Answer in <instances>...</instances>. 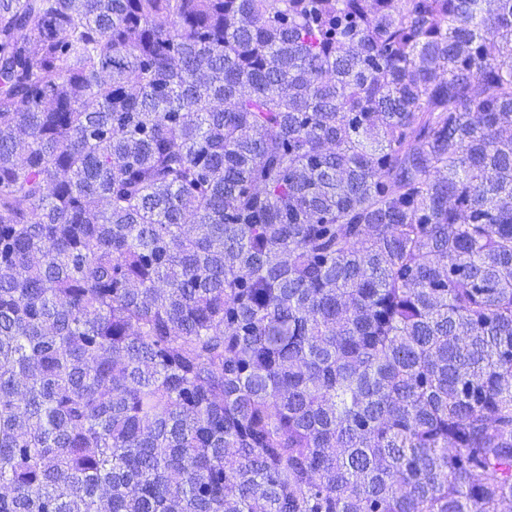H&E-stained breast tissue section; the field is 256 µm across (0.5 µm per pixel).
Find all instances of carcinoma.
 Wrapping results in <instances>:
<instances>
[{"mask_svg": "<svg viewBox=\"0 0 512 512\" xmlns=\"http://www.w3.org/2000/svg\"><path fill=\"white\" fill-rule=\"evenodd\" d=\"M0 512H512V0H0Z\"/></svg>", "mask_w": 512, "mask_h": 512, "instance_id": "1", "label": "carcinoma"}]
</instances>
